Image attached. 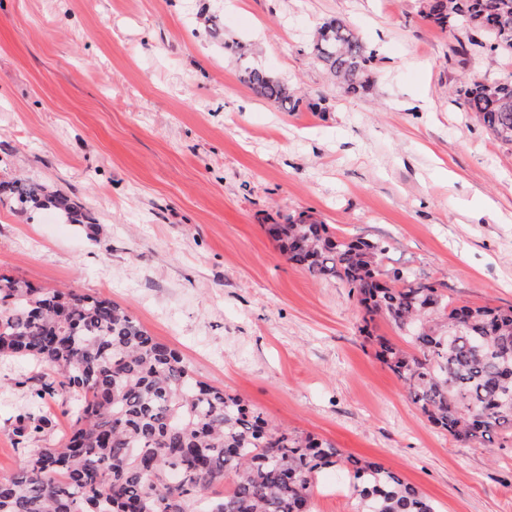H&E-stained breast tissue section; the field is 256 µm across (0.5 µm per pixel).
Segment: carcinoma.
<instances>
[{"label":"carcinoma","instance_id":"1","mask_svg":"<svg viewBox=\"0 0 512 512\" xmlns=\"http://www.w3.org/2000/svg\"><path fill=\"white\" fill-rule=\"evenodd\" d=\"M422 14L442 30L480 34L468 43L481 56L512 51V0H425ZM310 54L348 92L370 87L373 53L343 20L319 27ZM242 77L257 97L297 106L295 90L266 70L247 66ZM456 93L512 144L511 78L464 82ZM4 202L88 223L82 204L27 180L0 182ZM268 233L289 263L348 288L365 323L399 330L411 349L380 337L378 357L432 424L467 445L512 437V308L457 305L442 282L383 271L385 242L338 236L311 217ZM7 355L44 364L32 396H61L75 420L63 444L22 455L0 478V512H311L316 476L329 467L352 478L356 512H436L383 464L272 426L241 397L194 379L176 350L110 300L1 276ZM25 420L24 436L48 429L43 417ZM217 485L224 491L207 497Z\"/></svg>","mask_w":512,"mask_h":512}]
</instances>
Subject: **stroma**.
<instances>
[{"label": "stroma", "mask_w": 512, "mask_h": 512, "mask_svg": "<svg viewBox=\"0 0 512 512\" xmlns=\"http://www.w3.org/2000/svg\"><path fill=\"white\" fill-rule=\"evenodd\" d=\"M344 20L373 50L347 93L309 45ZM421 0H0V180L85 206L93 225L0 204V275L125 308L193 375L268 420L381 462L437 512H512V438L457 442L376 355L397 340L356 299L280 254L266 227L312 216L390 245L384 269L441 281L456 303L512 306V145L466 111L460 83L512 75L464 55ZM288 81L286 111L240 78ZM44 371L0 356V477L64 442ZM51 426L19 439V416ZM323 470L312 512H355Z\"/></svg>", "instance_id": "1"}]
</instances>
